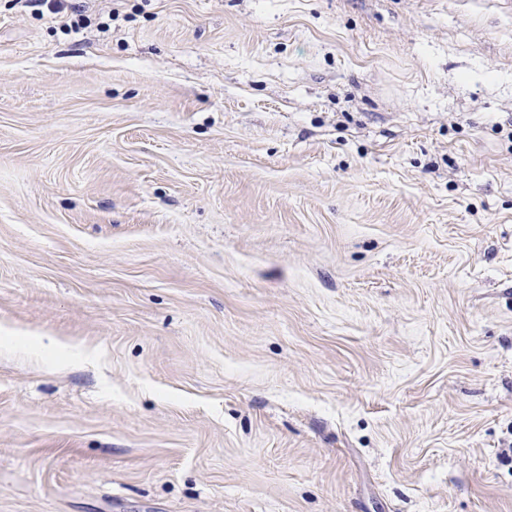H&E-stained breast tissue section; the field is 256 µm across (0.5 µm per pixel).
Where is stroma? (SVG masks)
<instances>
[{
    "label": "stroma",
    "mask_w": 512,
    "mask_h": 512,
    "mask_svg": "<svg viewBox=\"0 0 512 512\" xmlns=\"http://www.w3.org/2000/svg\"><path fill=\"white\" fill-rule=\"evenodd\" d=\"M0 0V512H512V0Z\"/></svg>",
    "instance_id": "1"
}]
</instances>
